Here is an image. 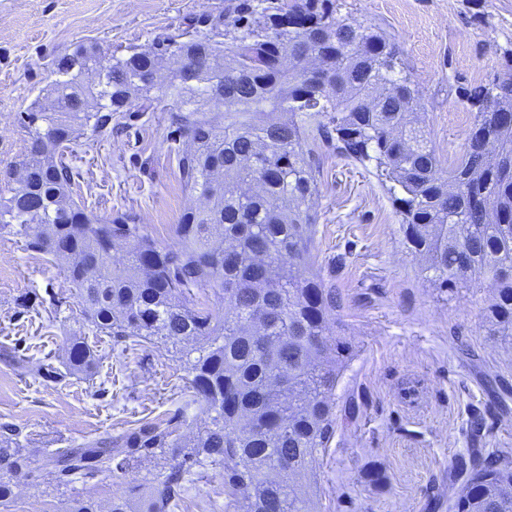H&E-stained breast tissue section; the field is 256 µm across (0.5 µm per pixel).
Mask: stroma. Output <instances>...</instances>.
<instances>
[{
    "instance_id": "stroma-1",
    "label": "stroma",
    "mask_w": 512,
    "mask_h": 512,
    "mask_svg": "<svg viewBox=\"0 0 512 512\" xmlns=\"http://www.w3.org/2000/svg\"><path fill=\"white\" fill-rule=\"evenodd\" d=\"M230 0H0V168L27 145L24 114L51 82V61L76 46L107 51L150 44ZM342 12L381 27L397 43L423 92L421 119L442 164L459 156L474 112L461 88L502 69L512 49V0H339ZM167 113L131 117L119 135L84 134L71 161L80 171L75 197L104 219L132 211L161 244L194 206L181 187L168 141ZM320 164L314 268L340 297L338 316L354 357L336 387V433L316 470L322 512H448L433 494L455 495L448 478L468 446L472 410L495 404L490 380L512 381V345L489 336L487 285L448 296L432 288L406 250L400 217L377 177L312 144ZM95 352L90 370L52 382L40 362L61 366L68 339ZM421 381L414 401L398 385ZM185 371L145 343L122 352L92 333L59 260L0 236V432L19 430L30 468L14 478L7 512H67L92 498L108 505L132 485L149 488L166 460L80 477L59 486L42 467L45 454L115 436L134 422L185 407ZM170 512H225L224 476L193 468Z\"/></svg>"
}]
</instances>
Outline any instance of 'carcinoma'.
<instances>
[{
	"label": "carcinoma",
	"mask_w": 512,
	"mask_h": 512,
	"mask_svg": "<svg viewBox=\"0 0 512 512\" xmlns=\"http://www.w3.org/2000/svg\"><path fill=\"white\" fill-rule=\"evenodd\" d=\"M205 23V34L114 50L104 73L95 47L56 59L52 105L26 113V150L0 172L10 186L0 235L63 261L95 333L179 361L187 404L205 414L188 443L179 409L48 453L42 467L66 486L159 451L169 463L144 512H168L194 467L224 472L230 512H319L316 463L335 434L336 387L353 346L336 291L312 270L320 166L308 140L375 170L425 279L450 295L488 282L490 334L512 339V64L464 89L474 122L444 174L419 119L423 92L396 43L341 14L337 0H237ZM227 25L229 42L220 40ZM167 57L177 68L157 89ZM304 57L318 62L315 74L303 72ZM168 98L181 186L197 201L171 225L173 249L130 214L101 220L77 204L64 161L80 133L110 136L123 129L115 114L154 112ZM93 362L72 337L69 368ZM14 436L0 434L1 506L13 494L3 476L30 466ZM453 481L461 490L450 512H512V448L460 455Z\"/></svg>",
	"instance_id": "carcinoma-1"
}]
</instances>
